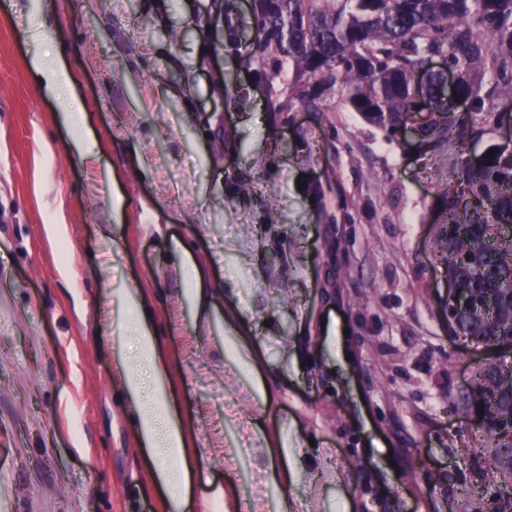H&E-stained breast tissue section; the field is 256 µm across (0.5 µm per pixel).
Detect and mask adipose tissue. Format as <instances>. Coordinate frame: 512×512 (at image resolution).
<instances>
[{
    "mask_svg": "<svg viewBox=\"0 0 512 512\" xmlns=\"http://www.w3.org/2000/svg\"><path fill=\"white\" fill-rule=\"evenodd\" d=\"M115 295L119 308L126 311L121 324L134 338L132 351H118L114 361L124 408L141 445L156 460L153 482L168 490L180 508L197 472L189 453L190 438L164 395L169 366L160 354L143 292L126 287L116 289Z\"/></svg>",
    "mask_w": 512,
    "mask_h": 512,
    "instance_id": "obj_1",
    "label": "adipose tissue"
}]
</instances>
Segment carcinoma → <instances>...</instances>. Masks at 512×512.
I'll list each match as a JSON object with an SVG mask.
<instances>
[{
	"label": "carcinoma",
	"instance_id": "cac0c4a2",
	"mask_svg": "<svg viewBox=\"0 0 512 512\" xmlns=\"http://www.w3.org/2000/svg\"><path fill=\"white\" fill-rule=\"evenodd\" d=\"M247 65L269 85L267 111L318 108L335 94L392 137L413 126L419 150L478 142L512 108V0H254ZM443 55L448 77L427 67ZM469 103L462 114L456 100ZM464 154L457 185L435 196V257L478 305L457 313L462 335H512V153ZM474 392L491 416L481 432V478L512 508V364L478 371Z\"/></svg>",
	"mask_w": 512,
	"mask_h": 512
}]
</instances>
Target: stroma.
Returning a JSON list of instances; mask_svg holds the SVG:
<instances>
[{"label": "stroma", "instance_id": "stroma-1", "mask_svg": "<svg viewBox=\"0 0 512 512\" xmlns=\"http://www.w3.org/2000/svg\"><path fill=\"white\" fill-rule=\"evenodd\" d=\"M251 13L252 0H0V512H173L122 407L129 339L99 318L126 285L148 300L193 437L187 512H216L212 482L226 512H277L284 496L293 512H492L480 431L455 403L490 354L448 330L430 227L461 152L501 144V128L423 153L338 97L266 111L245 63ZM36 57L69 87L42 90ZM76 134L104 145L99 176L71 152ZM175 245L211 299L201 333ZM229 330L254 370L229 359Z\"/></svg>", "mask_w": 512, "mask_h": 512}]
</instances>
